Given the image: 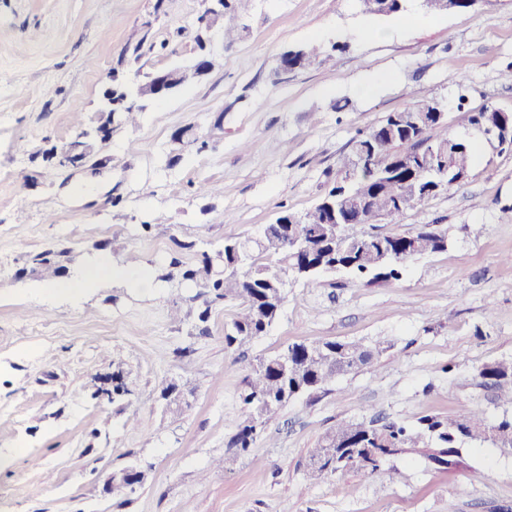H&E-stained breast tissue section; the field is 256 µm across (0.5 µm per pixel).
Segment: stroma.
I'll return each instance as SVG.
<instances>
[{
    "instance_id": "1",
    "label": "stroma",
    "mask_w": 512,
    "mask_h": 512,
    "mask_svg": "<svg viewBox=\"0 0 512 512\" xmlns=\"http://www.w3.org/2000/svg\"><path fill=\"white\" fill-rule=\"evenodd\" d=\"M0 0V512H113L102 485L131 462L144 486L122 512H512V456L467 449L454 471L409 451L380 473L308 482L307 455L337 420L377 415L414 425L467 409L495 412L481 365L512 358V153L482 148L465 182L377 232L447 229L445 250L410 261L398 280L345 273L289 279L277 322L224 345L238 305L213 307L181 277L226 240L259 237L282 211L301 214L327 191L357 131L417 101L447 105L449 131L471 112H512V0L382 19L358 0H244L216 36L214 67L149 103L117 130L101 169L57 170L41 154L96 124L107 76L129 36L147 31L144 71L170 51L190 60L203 0ZM342 43L327 64L278 75L287 49ZM458 75L451 83L449 75ZM205 140L177 149L174 133ZM149 232H142V225ZM73 247L66 281L102 274L77 297L42 299L21 274L28 253ZM315 339L380 340L372 365L286 405L231 465L244 420L239 394L259 358ZM127 363L131 405L94 396L95 376ZM182 411L166 414L162 384Z\"/></svg>"
}]
</instances>
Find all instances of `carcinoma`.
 <instances>
[{"mask_svg":"<svg viewBox=\"0 0 512 512\" xmlns=\"http://www.w3.org/2000/svg\"><path fill=\"white\" fill-rule=\"evenodd\" d=\"M407 0H361L363 12L376 17H391L404 12ZM148 33L133 37L117 61L119 69L128 68L141 58ZM319 55L315 45L288 51V69H301ZM434 101H417L398 112L406 125L392 127V115L379 125L360 133L351 141V151L368 150L376 165L394 174L369 178H350L351 158L341 160L333 185L305 215L287 210L275 223L265 226L258 238H238L224 243L214 255L202 253L200 265L182 273L205 290L208 306L197 319L208 334L211 305L235 300L240 312L224 328L228 348H241L264 335L279 317L288 288V275L302 266L322 262L336 263V269L370 283L397 280L406 264L419 256L444 250L448 230L424 224L404 234L359 232L360 224H400L406 212L437 191L463 183L470 175L481 143L487 142L479 129L494 115V108L484 107L471 113L468 123L473 137L443 134L431 136L427 131L448 129L447 122L432 116ZM145 107L123 106L113 120L122 126H134ZM73 250L67 247L30 253L25 267L50 282L62 275L73 262ZM381 344L363 341L312 340L293 343L277 355L261 359L246 379L240 400L246 418L231 441L236 453L249 451L265 427L276 420L280 411L300 395L328 386L336 376L356 372L373 364L383 354ZM480 385L492 390L499 405L512 406V358L481 366ZM95 396L112 398L128 404L135 398L130 387L125 361L112 359V389L97 388ZM464 444L489 445L503 453H512V415L492 420L482 410H466L450 418L427 415L414 427L397 421L342 419L311 449L306 476L317 481L327 474L344 476L357 468L374 474L382 462L397 454L422 448L436 469L453 470L460 464ZM328 448H347L358 454L362 448L374 450L369 464L347 462L325 456ZM145 472L131 463L114 471L109 493L115 506L124 507L128 497L142 488Z\"/></svg>","mask_w":512,"mask_h":512,"instance_id":"cac0c4a2","label":"carcinoma"}]
</instances>
